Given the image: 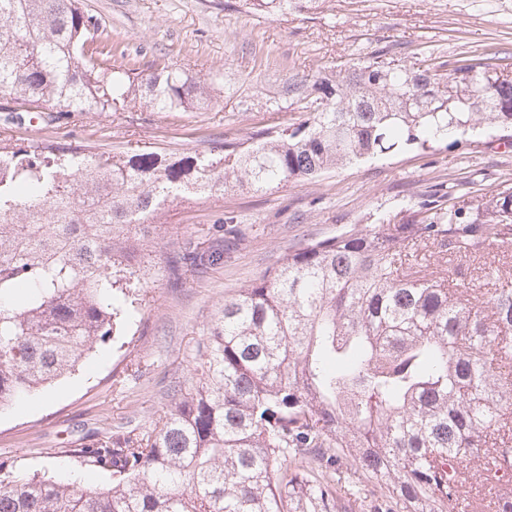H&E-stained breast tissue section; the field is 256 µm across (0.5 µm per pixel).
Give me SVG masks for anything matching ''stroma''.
Here are the masks:
<instances>
[{
  "label": "stroma",
  "mask_w": 512,
  "mask_h": 512,
  "mask_svg": "<svg viewBox=\"0 0 512 512\" xmlns=\"http://www.w3.org/2000/svg\"><path fill=\"white\" fill-rule=\"evenodd\" d=\"M80 6L143 73L165 63L212 80V107L150 112L136 106L53 121L0 112V139L204 152L227 137L251 142L260 131L302 120L297 107L269 109L292 72L381 50L408 65L431 54L452 63L491 44L512 55V0H303L271 16L252 12L244 0H80ZM511 186L512 130L478 129L455 146L444 140L426 152L364 159L266 193L236 187L219 198L174 201L161 218L163 239L136 257L154 269L142 290L139 322L125 329L123 345L97 348L74 374L0 407V463L15 473L54 469L62 480L79 473L86 485L111 484V472L82 464L77 448L118 431L152 428L226 296L288 250L416 210L447 192L467 206ZM228 213L238 217L230 230L223 225ZM189 243L201 253L224 251L223 263L173 277L168 261Z\"/></svg>",
  "instance_id": "stroma-1"
}]
</instances>
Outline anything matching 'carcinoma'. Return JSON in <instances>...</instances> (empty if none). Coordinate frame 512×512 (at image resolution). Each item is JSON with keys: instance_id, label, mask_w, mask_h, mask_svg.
I'll use <instances>...</instances> for the list:
<instances>
[{"instance_id": "carcinoma-1", "label": "carcinoma", "mask_w": 512, "mask_h": 512, "mask_svg": "<svg viewBox=\"0 0 512 512\" xmlns=\"http://www.w3.org/2000/svg\"><path fill=\"white\" fill-rule=\"evenodd\" d=\"M288 11V0H247ZM118 45L79 0H0V91L52 112L206 110L211 84L163 65L112 64ZM501 52L417 68L376 52L291 74L308 117L208 153L92 152L0 140V406L74 372L140 316L133 264L168 201L267 192L330 169L484 126L512 129ZM512 251V190L448 197L290 250L224 298L189 377L148 430L76 452L112 471L80 488L45 473L0 477V512H455V465L512 476V282L478 287L441 263ZM343 460L367 483L344 499Z\"/></svg>"}]
</instances>
